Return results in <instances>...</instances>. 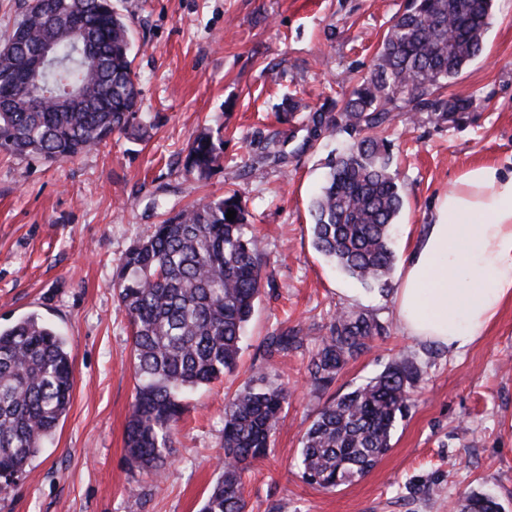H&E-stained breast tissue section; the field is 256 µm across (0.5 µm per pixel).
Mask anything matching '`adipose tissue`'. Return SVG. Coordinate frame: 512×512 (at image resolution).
I'll use <instances>...</instances> for the list:
<instances>
[{
	"mask_svg": "<svg viewBox=\"0 0 512 512\" xmlns=\"http://www.w3.org/2000/svg\"><path fill=\"white\" fill-rule=\"evenodd\" d=\"M512 299V172L471 167L441 196L396 295L405 332L461 353Z\"/></svg>",
	"mask_w": 512,
	"mask_h": 512,
	"instance_id": "adipose-tissue-1",
	"label": "adipose tissue"
}]
</instances>
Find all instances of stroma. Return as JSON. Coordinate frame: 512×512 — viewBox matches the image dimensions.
I'll return each mask as SVG.
<instances>
[{"label": "stroma", "mask_w": 512, "mask_h": 512, "mask_svg": "<svg viewBox=\"0 0 512 512\" xmlns=\"http://www.w3.org/2000/svg\"><path fill=\"white\" fill-rule=\"evenodd\" d=\"M131 22L139 116L61 162L0 152V325L36 313L68 341L69 411L28 473L0 488V512H199L218 476L224 400L241 385L288 391L267 458L242 473L245 512H452L486 493L512 512V300L467 351L408 336L396 315L404 261L435 206L470 167L512 170V0H495L482 55L444 93L473 98L451 123L399 111L387 132L404 198L387 287L365 286L312 246L310 204L330 154L350 138L313 136L307 113L277 119L285 96L341 99L369 70L405 0H112ZM224 141L206 178L184 160L200 132ZM239 191L261 240L263 283L233 371L189 392L162 479L125 452L135 397L132 338L112 279L166 214ZM386 326L328 387L308 365L340 311ZM296 348L267 355L271 336ZM418 370L414 405L364 477L324 490L299 468L302 437L327 402L398 358Z\"/></svg>", "instance_id": "35a3bbf8"}]
</instances>
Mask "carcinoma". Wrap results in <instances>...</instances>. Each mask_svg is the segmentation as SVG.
Wrapping results in <instances>:
<instances>
[{
  "label": "carcinoma",
  "mask_w": 512,
  "mask_h": 512,
  "mask_svg": "<svg viewBox=\"0 0 512 512\" xmlns=\"http://www.w3.org/2000/svg\"><path fill=\"white\" fill-rule=\"evenodd\" d=\"M493 0H406L384 34L373 65L341 103L309 114L315 136L342 130L358 138L328 163L310 207L314 249L363 284L386 283L392 237L404 199L393 177V112H428L456 122L473 100L437 90L484 51ZM132 31L112 0H22V15L0 47V151L65 161L126 130L136 116ZM223 141L198 134L186 167L206 177L220 165ZM235 219L226 218L228 210ZM238 192L169 214L126 255L113 287L128 319L136 375L126 429L130 463L159 477L187 392L236 366L244 328L261 287L260 240L247 231ZM386 333L359 310L336 314L309 373L328 384L350 359ZM298 337L283 332L271 352ZM417 369L407 360L333 399L306 430L302 475L332 490L365 476L391 448L397 422L413 405ZM72 362L59 330L36 314L0 326V471L17 479L70 407ZM287 391L244 386L224 404L227 465L201 512H244V465L267 455ZM460 512H500L469 494Z\"/></svg>",
  "instance_id": "cac0c4a2"
}]
</instances>
